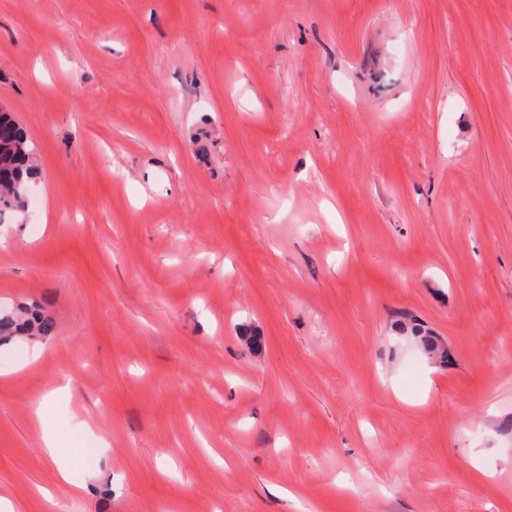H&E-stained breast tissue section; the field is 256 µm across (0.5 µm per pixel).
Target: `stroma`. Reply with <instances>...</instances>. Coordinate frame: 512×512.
I'll list each match as a JSON object with an SVG mask.
<instances>
[{"instance_id":"stroma-1","label":"stroma","mask_w":512,"mask_h":512,"mask_svg":"<svg viewBox=\"0 0 512 512\" xmlns=\"http://www.w3.org/2000/svg\"><path fill=\"white\" fill-rule=\"evenodd\" d=\"M0 105V494L512 512V0H0ZM38 173L37 154L26 132L7 109H0V217L23 213L28 184ZM53 322L40 308L0 309V341L14 336H52ZM41 440L42 448L40 449L42 453L55 464L61 482L67 485H76L79 488L87 490L88 487L85 483L75 482L70 468L69 459L62 452L56 438L43 429Z\"/></svg>"}]
</instances>
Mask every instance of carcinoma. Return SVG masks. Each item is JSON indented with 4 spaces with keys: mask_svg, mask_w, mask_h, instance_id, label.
<instances>
[{
    "mask_svg": "<svg viewBox=\"0 0 512 512\" xmlns=\"http://www.w3.org/2000/svg\"><path fill=\"white\" fill-rule=\"evenodd\" d=\"M38 173L37 154L26 132L8 110L0 109V214L22 213L28 184ZM53 322L39 308L0 309V341L15 336H50Z\"/></svg>",
    "mask_w": 512,
    "mask_h": 512,
    "instance_id": "1",
    "label": "carcinoma"
}]
</instances>
